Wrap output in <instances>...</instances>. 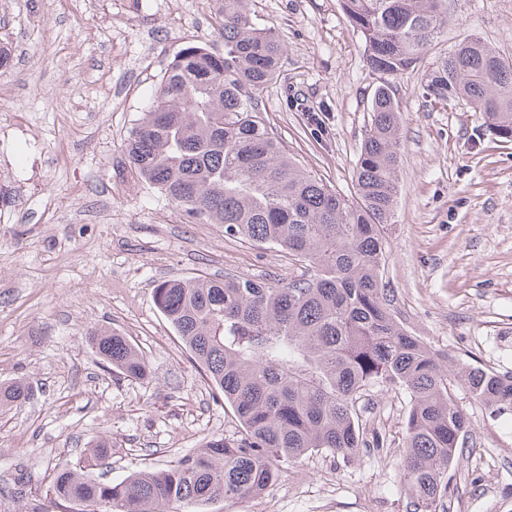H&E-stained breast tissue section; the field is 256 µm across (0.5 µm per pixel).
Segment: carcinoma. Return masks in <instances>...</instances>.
Instances as JSON below:
<instances>
[{
  "label": "carcinoma",
  "instance_id": "carcinoma-1",
  "mask_svg": "<svg viewBox=\"0 0 512 512\" xmlns=\"http://www.w3.org/2000/svg\"><path fill=\"white\" fill-rule=\"evenodd\" d=\"M213 2L224 51L189 44L167 64L126 140L129 162L186 223L218 224L228 236L279 248L302 271L285 284L230 272L156 284L155 307L239 431L119 481L91 474L112 461V440L102 435L89 459L55 463L47 494L58 512L102 503L112 512H204L217 500L256 498L280 476V459L365 447L357 401L375 388H402L411 401L402 482L415 505H432L471 423L453 399L448 358L395 316L383 271L401 142L391 78L422 59L447 26L448 8L442 0H342L380 78L348 198L296 164L260 108L279 74L280 36L259 27L245 0ZM425 94L470 103L495 134L512 139V59L480 39L462 40ZM84 339L104 367L148 379V359L127 337L95 328ZM456 378L476 402L512 411V376L463 368ZM33 395L27 382L0 384V406Z\"/></svg>",
  "mask_w": 512,
  "mask_h": 512
}]
</instances>
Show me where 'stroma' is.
<instances>
[{"label":"stroma","mask_w":512,"mask_h":512,"mask_svg":"<svg viewBox=\"0 0 512 512\" xmlns=\"http://www.w3.org/2000/svg\"><path fill=\"white\" fill-rule=\"evenodd\" d=\"M286 43L262 107L307 171L353 196L374 90L365 42L341 0H250ZM212 0H0V383L30 402L0 407V512L44 499L49 469L112 439V477L237 433L203 370L155 308L158 281L224 272L284 282L285 252L189 224L139 178L124 150L168 62L186 45L222 49ZM469 37L512 57V0H448V26L414 69L393 78L402 115L396 222L384 279L407 328L459 366L512 375V141L480 113L424 90ZM120 331L148 356L150 379L102 367L90 327ZM472 435L437 512H512V414L494 415L463 382ZM380 448L282 461L260 497L208 512H413L401 484L405 390H371ZM34 395L32 387L24 381L0 384V406L21 405Z\"/></svg>","instance_id":"35a3bbf8"}]
</instances>
